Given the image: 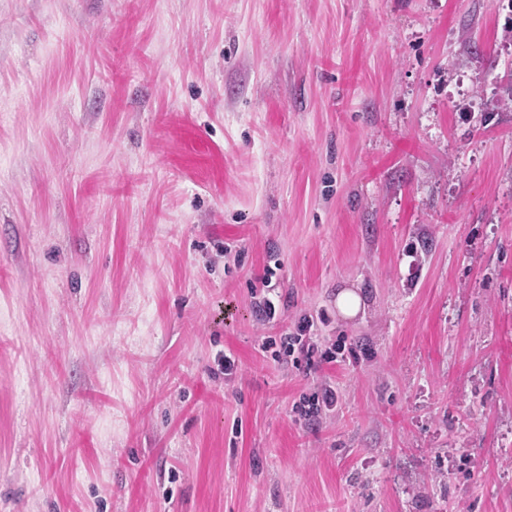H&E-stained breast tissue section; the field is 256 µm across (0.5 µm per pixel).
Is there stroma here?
Returning <instances> with one entry per match:
<instances>
[{
    "label": "stroma",
    "instance_id": "35a3bbf8",
    "mask_svg": "<svg viewBox=\"0 0 512 512\" xmlns=\"http://www.w3.org/2000/svg\"><path fill=\"white\" fill-rule=\"evenodd\" d=\"M511 72L512 0H0V512H512ZM365 303V297L353 288H343L336 294V308L346 319H355L364 312ZM313 323L311 321H303L297 327V336H281L280 337V348L283 350V353L288 356L294 355L297 350L300 353H303L305 357L308 359L309 363L310 358L318 352V348L314 347L311 344H307L305 336L307 332L310 333ZM307 405L301 410L302 416L309 423H314L320 417L322 407H328L336 403V391L331 387H325L314 392L305 401Z\"/></svg>",
    "mask_w": 512,
    "mask_h": 512
}]
</instances>
